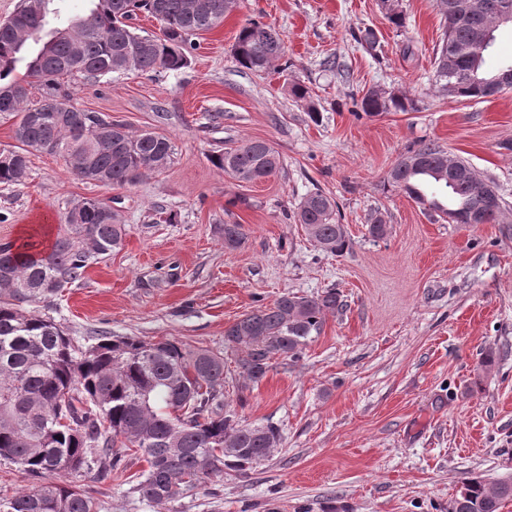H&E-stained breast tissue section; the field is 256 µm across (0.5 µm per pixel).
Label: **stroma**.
<instances>
[{
  "instance_id": "35a3bbf8",
  "label": "stroma",
  "mask_w": 512,
  "mask_h": 512,
  "mask_svg": "<svg viewBox=\"0 0 512 512\" xmlns=\"http://www.w3.org/2000/svg\"><path fill=\"white\" fill-rule=\"evenodd\" d=\"M403 7L398 27L380 0H238L196 38L187 68L66 85L82 110L169 136L177 154L165 170L109 188L36 151L25 182L0 184V243L50 244L65 213L92 196L111 199L128 226L122 249L42 312L79 341L107 332L223 353L225 405L281 431L256 468L171 503L134 492L147 468L139 452L111 479L74 476L101 512H448L470 478L512 480V90L485 101L439 92L444 20L435 0ZM251 19L281 34L287 71L236 61L234 38ZM293 81L307 98L290 96ZM373 87L415 98L417 111L367 116L361 99ZM255 138L279 151L275 175L245 184L211 164L214 152ZM428 140L497 187L498 223L448 222L385 184ZM317 190L339 205L350 237L342 254L294 220ZM377 216L387 224L378 240L368 232ZM228 224L244 229L234 248L224 245ZM329 288L344 306L303 357L245 382L225 328L283 294Z\"/></svg>"
}]
</instances>
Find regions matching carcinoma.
Returning <instances> with one entry per match:
<instances>
[{
  "label": "carcinoma",
  "mask_w": 512,
  "mask_h": 512,
  "mask_svg": "<svg viewBox=\"0 0 512 512\" xmlns=\"http://www.w3.org/2000/svg\"><path fill=\"white\" fill-rule=\"evenodd\" d=\"M54 0H20L13 15L0 23V115L13 120V148L0 151V184H19L28 176L29 153L52 147L81 179L124 187L161 171L173 161L171 138L153 131L132 132L105 115L68 110V92L60 79H88L136 72H177L188 67L192 38L224 22L228 0H89L87 16L59 26L50 23ZM505 0H483L482 9L457 20L448 18V0H437L447 18L434 61V83L455 98H487L486 86L512 64L486 66L478 58L458 56L452 70L441 66L457 45L485 33L492 47L504 23ZM145 14L159 32L140 34L133 21ZM37 46L26 76L15 75L20 55ZM238 63L262 73L285 57L280 33L250 20L235 37ZM43 89L31 102V87ZM361 106L370 116L414 112L407 95L387 97L371 89ZM240 183H256L279 170L281 157L262 139H246L209 157ZM462 174L450 179L448 170ZM473 167L454 159L432 141L422 142L390 169L387 185L447 216L468 223L483 203L482 189L493 185L473 178ZM308 236L331 254L350 243L338 218V205L318 190L296 212ZM127 235L111 201L99 197L77 202L58 225L52 244L34 242L0 246V460L16 464L36 481L6 502L8 512H100L98 503L66 476L92 463L101 476H112L122 456L113 441L140 451L148 468L135 486L153 503L177 500L184 489L205 487L224 471L246 472L262 464L281 441L272 423H248L224 408V355L192 349L162 339L106 333L80 343L36 304L58 295L84 276L86 268L120 251ZM242 225H224V245L237 247ZM341 304L336 290L316 297L284 294L252 310L224 329V343L234 348L244 380L257 383L279 358L299 360L320 334L327 314ZM512 499V481L489 484L481 476L467 481L452 500L450 512H500Z\"/></svg>",
  "instance_id": "1"
}]
</instances>
